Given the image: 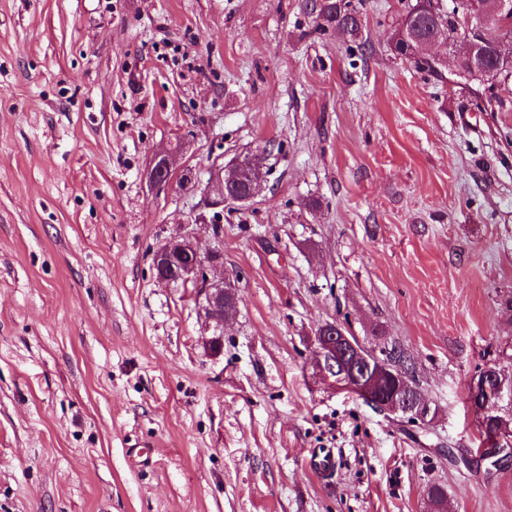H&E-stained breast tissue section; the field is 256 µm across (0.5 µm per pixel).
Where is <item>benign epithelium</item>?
<instances>
[{
	"label": "benign epithelium",
	"instance_id": "benign-epithelium-1",
	"mask_svg": "<svg viewBox=\"0 0 512 512\" xmlns=\"http://www.w3.org/2000/svg\"><path fill=\"white\" fill-rule=\"evenodd\" d=\"M458 28L466 34L477 37L488 32L481 13L477 11V0H463L457 7ZM248 166H254L251 157H240L227 168L216 169L211 181V191L218 205L243 204L251 201L253 192L243 195L238 190V172ZM175 172L167 157L159 159V165L152 170V180L158 186L172 182ZM190 257L188 264L174 277L165 273L167 262L174 256ZM157 278L164 282H193L198 288V303L205 318L217 325H224V300L235 293V289L224 277L214 272L223 267V254L220 248H212L202 254L190 236L172 241L159 249L154 255ZM316 368L333 384L351 391L363 400L371 403L385 415L401 416L414 423L425 425L433 414L430 400L424 393L412 390L407 381L410 368L394 362L386 356H379L354 343L344 328L336 323H325L315 332ZM472 392L488 413L498 411L499 403L505 391L512 392V382L482 373L470 382ZM495 448L485 449V456L491 458L503 452L512 455V431L506 430L494 436Z\"/></svg>",
	"mask_w": 512,
	"mask_h": 512
}]
</instances>
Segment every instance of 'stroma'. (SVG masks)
I'll list each match as a JSON object with an SVG mask.
<instances>
[{
    "instance_id": "35a3bbf8",
    "label": "stroma",
    "mask_w": 512,
    "mask_h": 512,
    "mask_svg": "<svg viewBox=\"0 0 512 512\" xmlns=\"http://www.w3.org/2000/svg\"><path fill=\"white\" fill-rule=\"evenodd\" d=\"M414 2L352 0L351 43L306 0H0V512H512L466 392L512 373V81L395 55ZM184 235L237 291L216 354L152 270ZM326 322L401 346L431 422L325 380ZM253 168V173L250 175L249 191L245 197L238 190V172L243 168ZM230 174V176H229ZM264 181L262 169H255L254 162L251 155L240 157L227 168L224 165L216 169L214 178L211 181V191L215 194L216 205L224 208V204H243L251 201L254 193L250 188L256 185L260 186Z\"/></svg>"
}]
</instances>
